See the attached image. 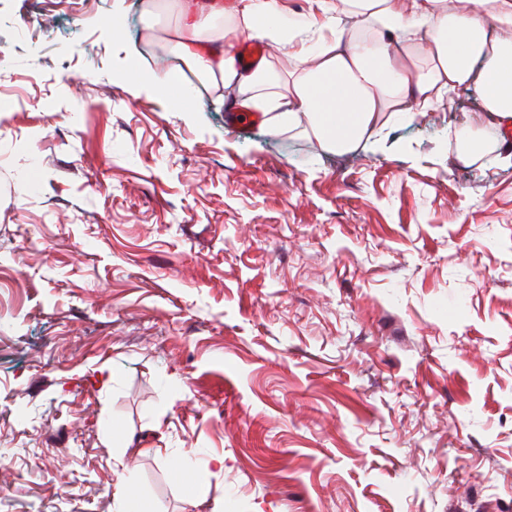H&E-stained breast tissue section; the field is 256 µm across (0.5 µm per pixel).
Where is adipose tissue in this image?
I'll return each mask as SVG.
<instances>
[{
  "mask_svg": "<svg viewBox=\"0 0 512 512\" xmlns=\"http://www.w3.org/2000/svg\"><path fill=\"white\" fill-rule=\"evenodd\" d=\"M293 36L257 28L281 0H151L173 21L162 41L233 112H258L272 132L298 131L345 153L391 125L454 109L460 88L482 91L484 112L512 121V0H314ZM224 31H213L215 16ZM260 31L280 55L244 63L240 36Z\"/></svg>",
  "mask_w": 512,
  "mask_h": 512,
  "instance_id": "ef3b65f1",
  "label": "adipose tissue"
}]
</instances>
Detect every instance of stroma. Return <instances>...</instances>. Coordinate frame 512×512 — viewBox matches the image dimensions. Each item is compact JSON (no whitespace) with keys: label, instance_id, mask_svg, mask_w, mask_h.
<instances>
[{"label":"stroma","instance_id":"35a3bbf8","mask_svg":"<svg viewBox=\"0 0 512 512\" xmlns=\"http://www.w3.org/2000/svg\"><path fill=\"white\" fill-rule=\"evenodd\" d=\"M143 26L0 0V512H512V150L479 88L305 163L260 113L172 111Z\"/></svg>","mask_w":512,"mask_h":512}]
</instances>
